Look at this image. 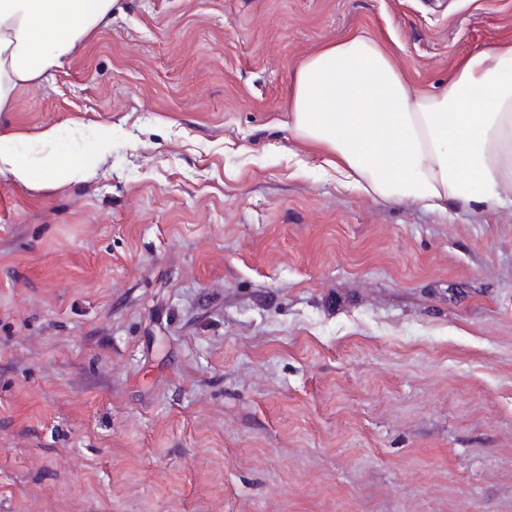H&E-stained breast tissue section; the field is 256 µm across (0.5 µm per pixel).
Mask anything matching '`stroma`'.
<instances>
[{
	"instance_id": "stroma-1",
	"label": "stroma",
	"mask_w": 512,
	"mask_h": 512,
	"mask_svg": "<svg viewBox=\"0 0 512 512\" xmlns=\"http://www.w3.org/2000/svg\"><path fill=\"white\" fill-rule=\"evenodd\" d=\"M0 127L110 153L0 174V512H512V204L342 186L288 126L320 45L414 89L512 0H120ZM56 138L57 130L53 127L33 135L0 130V173L23 185L38 181L49 187H64L94 175L98 162L110 149L108 135H102L92 157H61L52 150ZM24 142L31 147L28 154L19 151Z\"/></svg>"
}]
</instances>
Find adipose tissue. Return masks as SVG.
Instances as JSON below:
<instances>
[{
  "label": "adipose tissue",
  "mask_w": 512,
  "mask_h": 512,
  "mask_svg": "<svg viewBox=\"0 0 512 512\" xmlns=\"http://www.w3.org/2000/svg\"><path fill=\"white\" fill-rule=\"evenodd\" d=\"M118 0H0V111L16 89L59 67ZM289 125L348 187L389 203L488 209L512 204V39L463 57L444 91L413 90L372 34L325 44L296 68ZM57 130H0V173L64 187L94 175L110 149L62 157Z\"/></svg>",
  "instance_id": "obj_1"
}]
</instances>
